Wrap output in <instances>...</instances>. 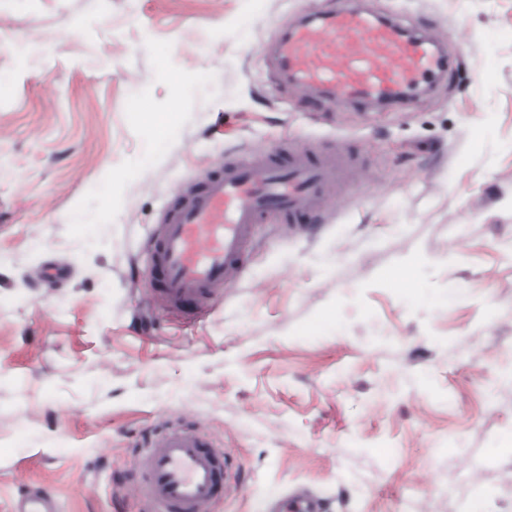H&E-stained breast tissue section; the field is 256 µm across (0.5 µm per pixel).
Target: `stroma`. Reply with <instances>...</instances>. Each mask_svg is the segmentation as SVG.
Segmentation results:
<instances>
[{"mask_svg": "<svg viewBox=\"0 0 512 512\" xmlns=\"http://www.w3.org/2000/svg\"><path fill=\"white\" fill-rule=\"evenodd\" d=\"M368 2L447 40L411 108L274 82L263 49L336 0H0V512L28 485L141 512L135 447L175 421L232 456L215 512L298 486L512 512V0ZM293 144L358 148L364 181L315 235L259 225L207 320L148 310L135 262L176 187Z\"/></svg>", "mask_w": 512, "mask_h": 512, "instance_id": "obj_1", "label": "stroma"}]
</instances>
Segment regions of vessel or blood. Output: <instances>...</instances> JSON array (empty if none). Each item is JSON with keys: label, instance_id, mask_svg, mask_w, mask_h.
I'll return each mask as SVG.
<instances>
[{"label": "vessel or blood", "instance_id": "1", "mask_svg": "<svg viewBox=\"0 0 512 512\" xmlns=\"http://www.w3.org/2000/svg\"><path fill=\"white\" fill-rule=\"evenodd\" d=\"M366 0L305 16L274 48L289 89L313 92L341 107L356 102L405 106L447 71L438 39L381 18ZM345 165L336 153L267 148L227 158L220 170L177 189L148 239L151 308L198 316L235 287L246 270L247 244L269 214L290 219L292 233L312 232L300 215L326 212ZM133 493L145 512H208L229 494L233 475L226 449L196 427L153 430L140 445ZM324 499L298 491L269 502L265 512H325ZM10 512H59L54 495L26 487Z\"/></svg>", "mask_w": 512, "mask_h": 512}]
</instances>
